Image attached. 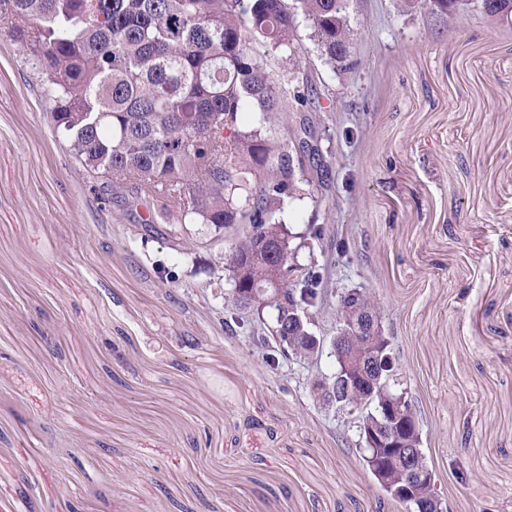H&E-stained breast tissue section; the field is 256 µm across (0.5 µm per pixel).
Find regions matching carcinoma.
Returning a JSON list of instances; mask_svg holds the SVG:
<instances>
[{"instance_id":"cac0c4a2","label":"carcinoma","mask_w":512,"mask_h":512,"mask_svg":"<svg viewBox=\"0 0 512 512\" xmlns=\"http://www.w3.org/2000/svg\"><path fill=\"white\" fill-rule=\"evenodd\" d=\"M348 0H0V20L18 24L29 65L52 105L54 132L89 176L111 175L112 190H130L135 202L150 206L146 223L203 224L220 237L239 228L226 265L232 285L230 317L251 309L254 296L276 286L294 312L327 303L314 267L296 279L272 282L276 269L295 267V243L282 214L287 203L305 198L308 174H323L320 154L290 163L293 142L310 136L308 119L283 137L290 112L310 106L311 80L290 68L299 53L301 25L328 60L344 65L350 57ZM485 15L512 21V0H490ZM281 75L271 77L273 65ZM271 336L257 335L265 321L247 320L268 360L306 358L316 345L310 323L294 321L276 305ZM347 345L335 357L336 372L316 384L325 405L335 404L332 384L348 373L354 381L348 408L363 424L382 406L396 404L417 414L402 397L400 370L387 336H381L378 366L366 370L369 351L346 329ZM363 461L383 451L359 431ZM418 448L416 463L429 479L410 497L399 495L400 471L376 473L386 495L420 512H443L435 475L421 448L420 428L404 434Z\"/></svg>"}]
</instances>
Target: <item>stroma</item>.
<instances>
[{"label": "stroma", "mask_w": 512, "mask_h": 512, "mask_svg": "<svg viewBox=\"0 0 512 512\" xmlns=\"http://www.w3.org/2000/svg\"><path fill=\"white\" fill-rule=\"evenodd\" d=\"M332 66L300 27L329 166L283 219L359 288L417 409L447 512H512V23L460 0H350ZM0 21V512H410L385 500L334 359L271 369L224 322L231 238L141 231L53 132Z\"/></svg>", "instance_id": "obj_1"}]
</instances>
